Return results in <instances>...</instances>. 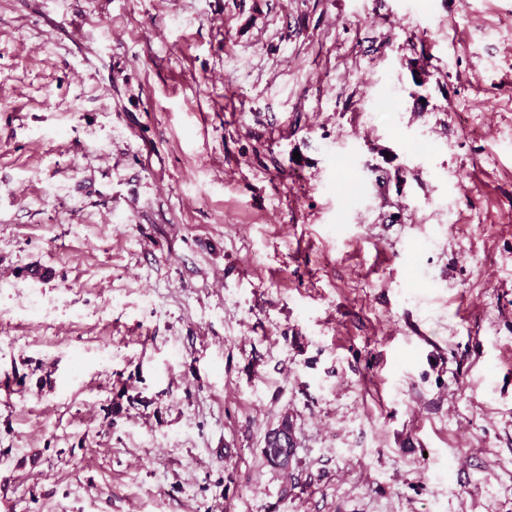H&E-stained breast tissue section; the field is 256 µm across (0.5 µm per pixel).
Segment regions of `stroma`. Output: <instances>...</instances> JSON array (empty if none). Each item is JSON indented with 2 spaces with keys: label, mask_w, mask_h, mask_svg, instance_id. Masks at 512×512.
I'll return each instance as SVG.
<instances>
[{
  "label": "stroma",
  "mask_w": 512,
  "mask_h": 512,
  "mask_svg": "<svg viewBox=\"0 0 512 512\" xmlns=\"http://www.w3.org/2000/svg\"><path fill=\"white\" fill-rule=\"evenodd\" d=\"M0 512H512V0H0ZM282 429L286 432H292L291 424L289 421H282L281 425L277 428ZM277 429L272 430L268 433L265 446L262 450L263 456L269 464L275 465V459L282 455L284 451L283 443L281 442L280 434H287L286 432L278 433ZM277 466V465H275Z\"/></svg>",
  "instance_id": "1"
}]
</instances>
